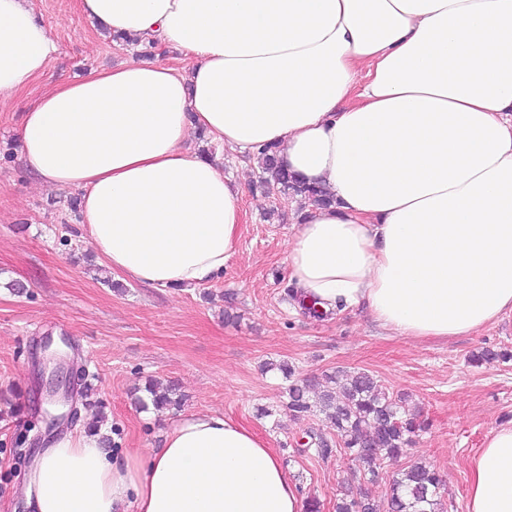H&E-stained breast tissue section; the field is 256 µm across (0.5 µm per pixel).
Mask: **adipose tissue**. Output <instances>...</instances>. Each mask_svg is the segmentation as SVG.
Returning <instances> with one entry per match:
<instances>
[{"label": "adipose tissue", "mask_w": 512, "mask_h": 512, "mask_svg": "<svg viewBox=\"0 0 512 512\" xmlns=\"http://www.w3.org/2000/svg\"><path fill=\"white\" fill-rule=\"evenodd\" d=\"M92 25L181 50L48 86L18 137L26 169L80 191L81 231L142 284L217 280L240 188L192 129L323 187L287 270L301 304L366 308L414 339L512 314V0H78ZM57 50L29 0H0V99ZM32 512H305L275 449L218 411L171 419L149 454L64 435L23 486ZM467 512H512V421L470 462Z\"/></svg>", "instance_id": "ef3b65f1"}]
</instances>
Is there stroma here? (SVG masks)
I'll return each instance as SVG.
<instances>
[{"label":"stroma","mask_w":512,"mask_h":512,"mask_svg":"<svg viewBox=\"0 0 512 512\" xmlns=\"http://www.w3.org/2000/svg\"><path fill=\"white\" fill-rule=\"evenodd\" d=\"M51 26L57 51L43 79L0 106V151L16 145L29 104L49 83L139 57L94 30L77 0H31ZM224 175L241 186L244 223L235 255L214 282L179 291L153 288L106 268L83 238L73 188L49 189L20 159L0 165V512H30L21 490L37 452L57 436L38 423L37 360L52 337L84 375L77 414L102 426L113 449L159 447L179 412L221 411L276 448L303 498L335 512L354 483L348 456L303 453L308 434L335 438L324 415L285 414L288 382L267 361L304 376L339 370L373 374L386 391L404 394L429 423L408 452L383 460L378 484H363L386 512L389 482L425 461L442 476L446 512H466L469 461L489 431L512 420V361L474 366L485 349L512 353V314L481 332L415 340L381 329L365 308H339L317 319L287 296L288 244L302 219L299 199L268 189L249 155L224 153ZM175 387L181 410L148 411L144 386Z\"/></svg>","instance_id":"obj_1"}]
</instances>
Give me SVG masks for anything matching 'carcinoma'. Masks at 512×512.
Returning <instances> with one entry per match:
<instances>
[{
	"mask_svg": "<svg viewBox=\"0 0 512 512\" xmlns=\"http://www.w3.org/2000/svg\"><path fill=\"white\" fill-rule=\"evenodd\" d=\"M259 165L264 182L278 192L303 197L316 206L331 204L327 192L297 182L278 165L276 146L266 145L260 150ZM274 368L291 380L285 408L293 417L319 412L331 419L336 429L333 443L322 436L311 437L307 445L312 447V452L327 459L343 449L355 463L360 477L370 483L378 481L383 459L402 456L413 437L425 429L420 415L405 410L404 396L389 394L365 371L351 373L336 390L327 385L320 390V381L295 377V369L285 363H265V369ZM146 391L157 409L181 406L182 398L171 389H161L151 382ZM443 492L437 472L423 462H415L392 480L387 499L389 512H441ZM336 512H375V505L361 491L343 499Z\"/></svg>",
	"mask_w": 512,
	"mask_h": 512,
	"instance_id": "cac0c4a2",
	"label": "carcinoma"
}]
</instances>
